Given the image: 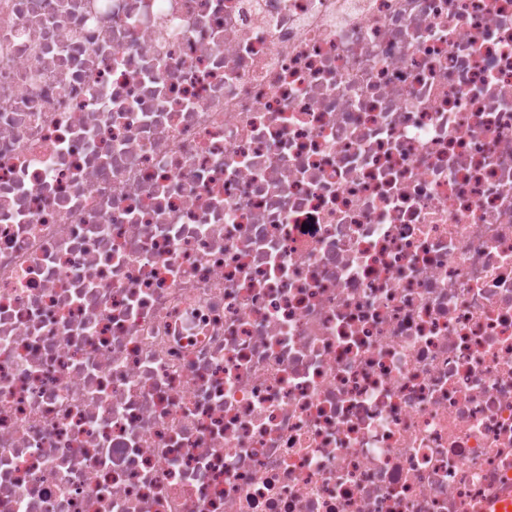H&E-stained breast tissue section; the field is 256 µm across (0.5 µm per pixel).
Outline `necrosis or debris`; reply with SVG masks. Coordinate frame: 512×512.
<instances>
[{"label":"necrosis or debris","instance_id":"necrosis-or-debris-1","mask_svg":"<svg viewBox=\"0 0 512 512\" xmlns=\"http://www.w3.org/2000/svg\"><path fill=\"white\" fill-rule=\"evenodd\" d=\"M506 483L512 0H0V512Z\"/></svg>","mask_w":512,"mask_h":512}]
</instances>
